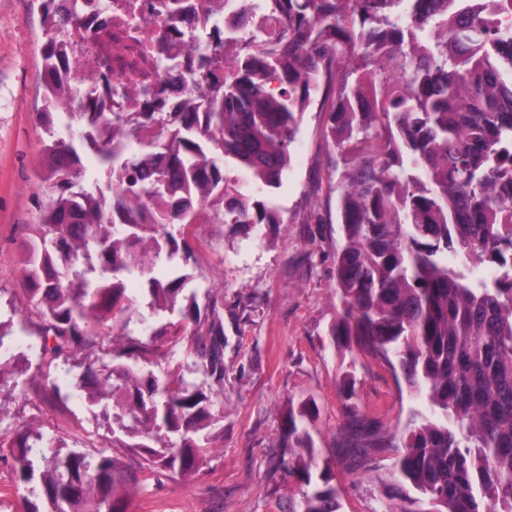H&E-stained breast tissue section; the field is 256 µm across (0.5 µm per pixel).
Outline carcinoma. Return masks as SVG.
Segmentation results:
<instances>
[{
  "mask_svg": "<svg viewBox=\"0 0 512 512\" xmlns=\"http://www.w3.org/2000/svg\"><path fill=\"white\" fill-rule=\"evenodd\" d=\"M43 2L46 91L69 135L44 145L41 217L24 226L27 301L51 363L122 330L112 363L85 366L65 398L102 407L115 445L143 472L186 479L204 467L219 422L204 385L224 383V321L216 302L201 319L185 278L162 280L153 266L191 258L207 210L248 229L283 223L257 196L280 185L317 99L343 166L332 335L401 372L424 406L393 435L351 415L349 465L397 448L395 498L407 500L406 485L424 495L423 512H512V34L501 26L512 0H273L279 26L266 37L210 49L161 34L159 53L177 42L186 67L136 95L185 98L181 111L109 113L59 82L58 69L94 63L69 57L70 15ZM416 31L428 32L425 44ZM221 59L227 74L199 95L188 75ZM76 140L112 182L111 204L78 183ZM450 252L461 268L448 267ZM131 278L143 307L126 292ZM160 310L179 321L147 343L131 337L132 322ZM180 343L202 384L172 359ZM318 414L312 400L288 401L281 447L300 492L291 512H340L335 475L314 458ZM8 448L24 512H128L137 476L124 460L89 457L33 424Z\"/></svg>",
  "mask_w": 512,
  "mask_h": 512,
  "instance_id": "cac0c4a2",
  "label": "carcinoma"
}]
</instances>
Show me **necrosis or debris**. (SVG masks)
<instances>
[{"label":"necrosis or debris","instance_id":"necrosis-or-debris-1","mask_svg":"<svg viewBox=\"0 0 512 512\" xmlns=\"http://www.w3.org/2000/svg\"><path fill=\"white\" fill-rule=\"evenodd\" d=\"M96 22L73 16L65 33L68 50L76 55L112 61L113 85L159 86L172 62L157 52L162 30H186L189 16L208 17L205 39L238 42L254 32L272 28V18L263 0H253V9L244 25L227 26L229 17L238 14L241 0H181L174 12L153 9L152 0H98Z\"/></svg>","mask_w":512,"mask_h":512}]
</instances>
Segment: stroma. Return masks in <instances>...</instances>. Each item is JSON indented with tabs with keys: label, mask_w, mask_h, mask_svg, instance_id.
Wrapping results in <instances>:
<instances>
[{
	"label": "stroma",
	"mask_w": 512,
	"mask_h": 512,
	"mask_svg": "<svg viewBox=\"0 0 512 512\" xmlns=\"http://www.w3.org/2000/svg\"><path fill=\"white\" fill-rule=\"evenodd\" d=\"M45 42L42 0H0V323L25 356L0 377V438L36 422L87 454L104 449L127 460L129 449L114 447L99 408L37 393L43 376L64 377L66 366L42 360L20 274L21 227L40 218L43 145L68 134L65 124L50 131L37 118L48 107ZM325 120L313 109L302 117L291 164L271 192L282 224L247 235L210 217L195 226L190 260L176 267L157 262L160 278L188 276L201 318L210 316L213 299L224 301V381L206 384L221 403V420L204 469L185 480L147 477L129 512H286L299 486L272 459L288 401L306 398L319 408L314 455L336 475L340 512H387L396 450L382 449L366 468L353 469L338 446L340 430L353 411L400 431L416 402L405 381L370 354L339 347L331 334L340 172L323 137Z\"/></svg>",
	"instance_id": "obj_1"
}]
</instances>
